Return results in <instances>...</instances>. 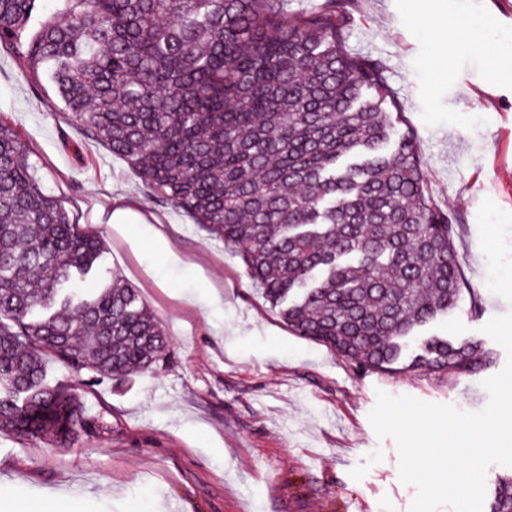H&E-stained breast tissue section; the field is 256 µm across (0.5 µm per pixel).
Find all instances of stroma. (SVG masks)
<instances>
[{"label": "stroma", "mask_w": 512, "mask_h": 512, "mask_svg": "<svg viewBox=\"0 0 512 512\" xmlns=\"http://www.w3.org/2000/svg\"><path fill=\"white\" fill-rule=\"evenodd\" d=\"M345 46L385 67L447 210L462 311L435 333L481 336L512 311V0H340ZM48 81L0 46V123L44 188L105 243L101 276L137 288L169 337L163 362L78 393L106 431L63 447L0 432V512H410L378 392L481 410V378L360 373L294 335L222 238L162 201L124 160L62 117ZM125 211L122 223L111 215Z\"/></svg>", "instance_id": "35a3bbf8"}]
</instances>
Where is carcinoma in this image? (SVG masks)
Masks as SVG:
<instances>
[{
	"instance_id": "obj_1",
	"label": "carcinoma",
	"mask_w": 512,
	"mask_h": 512,
	"mask_svg": "<svg viewBox=\"0 0 512 512\" xmlns=\"http://www.w3.org/2000/svg\"><path fill=\"white\" fill-rule=\"evenodd\" d=\"M62 2L34 27L37 0H0V45L48 79L70 124L219 234L297 335L364 373L496 364L481 338L418 335L460 305L451 221L384 108L385 67L346 51L336 0L292 18L284 0ZM103 251L0 124V432L63 446L108 429L47 378L45 352L79 385L163 361L135 288L84 287ZM489 512H512V474Z\"/></svg>"
}]
</instances>
